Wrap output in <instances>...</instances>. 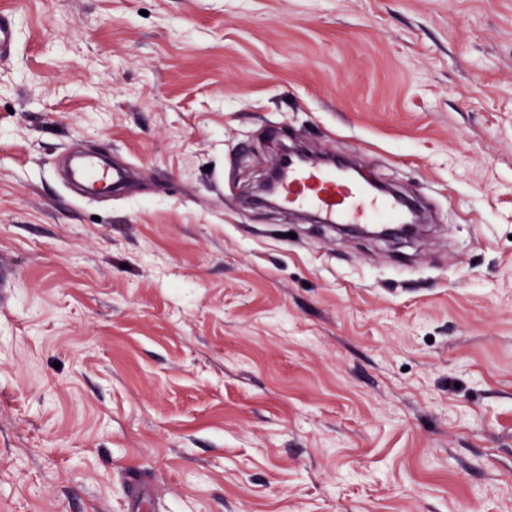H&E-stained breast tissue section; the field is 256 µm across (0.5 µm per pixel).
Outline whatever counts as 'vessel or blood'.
<instances>
[{
  "label": "vessel or blood",
  "mask_w": 512,
  "mask_h": 512,
  "mask_svg": "<svg viewBox=\"0 0 512 512\" xmlns=\"http://www.w3.org/2000/svg\"><path fill=\"white\" fill-rule=\"evenodd\" d=\"M73 175L81 179L92 175L101 177L113 189L128 188V177L123 169L100 171L95 157H82ZM282 180V202L289 208H308L317 212L326 224H364L370 231H378L383 224H400L410 213L405 200L380 194L369 183L343 178L333 169L313 164L307 167L291 166L278 172Z\"/></svg>",
  "instance_id": "vessel-or-blood-1"
}]
</instances>
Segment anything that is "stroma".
<instances>
[{"label":"stroma","mask_w":512,"mask_h":512,"mask_svg":"<svg viewBox=\"0 0 512 512\" xmlns=\"http://www.w3.org/2000/svg\"><path fill=\"white\" fill-rule=\"evenodd\" d=\"M0 19V512H512V0ZM287 142L429 232L248 204ZM89 173H91V177L104 179L115 190L125 192L128 188V177L123 169L112 167V172L99 171L98 163L94 156L82 157L76 165L73 175L75 178L81 179Z\"/></svg>","instance_id":"stroma-1"}]
</instances>
